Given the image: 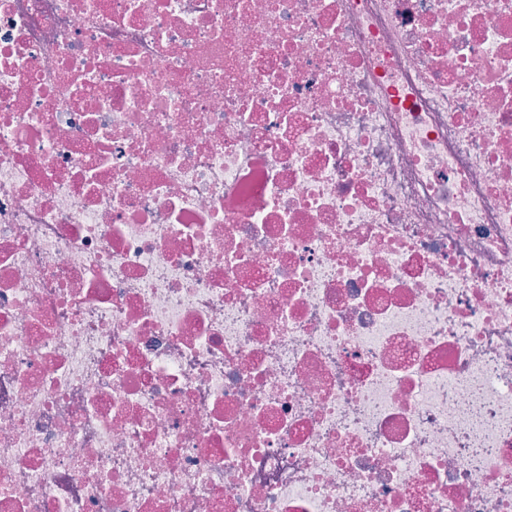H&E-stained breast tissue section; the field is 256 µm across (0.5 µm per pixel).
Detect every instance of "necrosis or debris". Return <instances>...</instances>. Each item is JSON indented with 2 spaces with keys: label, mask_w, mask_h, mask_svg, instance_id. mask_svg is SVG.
Wrapping results in <instances>:
<instances>
[{
  "label": "necrosis or debris",
  "mask_w": 512,
  "mask_h": 512,
  "mask_svg": "<svg viewBox=\"0 0 512 512\" xmlns=\"http://www.w3.org/2000/svg\"><path fill=\"white\" fill-rule=\"evenodd\" d=\"M0 512H512V0H0Z\"/></svg>",
  "instance_id": "obj_1"
}]
</instances>
